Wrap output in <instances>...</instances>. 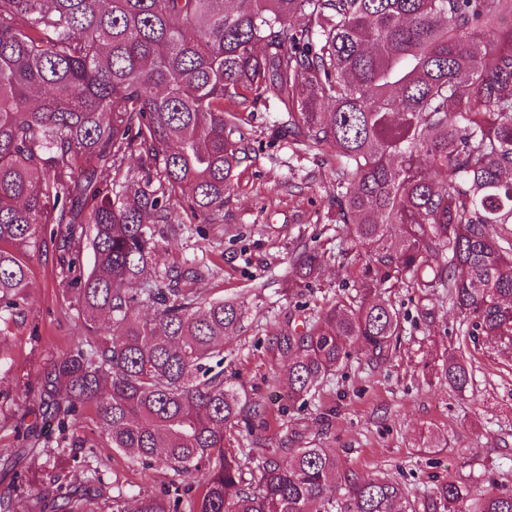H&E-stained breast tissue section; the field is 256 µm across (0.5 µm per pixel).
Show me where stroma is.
Returning <instances> with one entry per match:
<instances>
[{
    "label": "stroma",
    "instance_id": "1",
    "mask_svg": "<svg viewBox=\"0 0 512 512\" xmlns=\"http://www.w3.org/2000/svg\"><path fill=\"white\" fill-rule=\"evenodd\" d=\"M283 110L270 104L243 124L251 150L223 223L210 225L206 236L186 233L166 243L171 261L209 265L197 285L203 296L248 308L224 342V376L261 404L268 422L235 425L226 433L230 446L255 472L284 449L314 443L335 450L344 469L392 475L416 500L450 478L476 493L512 492V356L486 353L472 342L447 296L435 298L440 314L427 323L413 290L394 289L390 298L408 320L392 356L375 361L351 349L323 387L289 401L288 374L269 337L319 314L351 292L353 282L339 266L343 244L328 202L336 162L328 148L296 153L273 137ZM307 247L321 250L324 262L311 288L298 291L289 288L288 275ZM58 254L54 243L31 251L24 311L0 334V351L11 360L0 375V512H27L28 496L80 490L92 477L98 481L89 501L95 512L118 494L198 487L199 476L174 475L159 462L146 470L103 445L93 409L63 433L46 412L37 376L83 331ZM456 346L470 355L474 373L473 390L463 397L437 377L440 360ZM429 431L445 439V447H424Z\"/></svg>",
    "mask_w": 512,
    "mask_h": 512
}]
</instances>
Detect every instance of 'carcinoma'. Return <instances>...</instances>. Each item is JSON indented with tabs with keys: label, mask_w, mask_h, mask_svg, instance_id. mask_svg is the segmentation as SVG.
<instances>
[{
	"label": "carcinoma",
	"mask_w": 512,
	"mask_h": 512,
	"mask_svg": "<svg viewBox=\"0 0 512 512\" xmlns=\"http://www.w3.org/2000/svg\"><path fill=\"white\" fill-rule=\"evenodd\" d=\"M226 97L279 101L278 135L334 152L333 221L361 262L355 293L271 338L288 400L317 391L353 346L392 355L406 316L391 288L413 289L427 323L447 293L488 353L512 350V0H0V324L22 314L27 251L65 226L60 267L84 339L42 368L45 405L62 430L92 406L113 451L202 475L190 500L115 496L109 512H512V493L477 497L453 479L412 500L315 444L256 475L225 448L239 421H265L224 380L245 305L204 299L203 270L168 263L160 241L182 231L173 199L223 221L250 151ZM135 152L136 179L124 172ZM321 265L303 250L290 287ZM104 321L121 334L100 333ZM439 375L459 396L473 387L459 350ZM30 509L89 512L77 492Z\"/></svg>",
	"instance_id": "1"
}]
</instances>
